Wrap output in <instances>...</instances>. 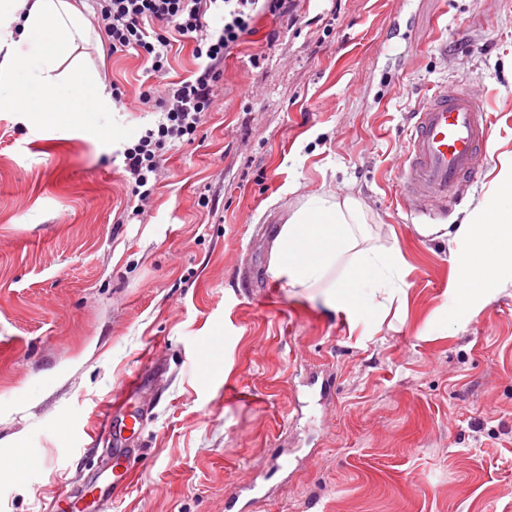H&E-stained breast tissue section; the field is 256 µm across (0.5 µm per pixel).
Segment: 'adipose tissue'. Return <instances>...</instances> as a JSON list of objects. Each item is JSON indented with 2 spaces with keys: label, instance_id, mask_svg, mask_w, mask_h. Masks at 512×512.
I'll use <instances>...</instances> for the list:
<instances>
[{
  "label": "adipose tissue",
  "instance_id": "ef3b65f1",
  "mask_svg": "<svg viewBox=\"0 0 512 512\" xmlns=\"http://www.w3.org/2000/svg\"><path fill=\"white\" fill-rule=\"evenodd\" d=\"M90 32L73 0H0V110L84 129L91 116L111 111V92L76 56ZM489 175L453 237L454 285L466 312L512 284V151L499 154ZM367 221L356 196H307L278 231L270 274L286 288L323 287L330 306L358 323L376 298L401 292L405 266L399 252L360 248Z\"/></svg>",
  "mask_w": 512,
  "mask_h": 512
}]
</instances>
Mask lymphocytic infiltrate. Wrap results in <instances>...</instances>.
<instances>
[{
	"label": "lymphocytic infiltrate",
	"instance_id": "obj_1",
	"mask_svg": "<svg viewBox=\"0 0 512 512\" xmlns=\"http://www.w3.org/2000/svg\"><path fill=\"white\" fill-rule=\"evenodd\" d=\"M98 27L113 52L135 51L152 76L166 74L175 43L190 42L197 68L187 78L142 92L160 119L123 150L126 180L138 210L156 190L167 144L195 135L211 111L224 61L253 31L258 16L292 17L293 0H96Z\"/></svg>",
	"mask_w": 512,
	"mask_h": 512
}]
</instances>
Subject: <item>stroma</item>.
I'll return each mask as SVG.
<instances>
[{
	"label": "stroma",
	"instance_id": "stroma-1",
	"mask_svg": "<svg viewBox=\"0 0 512 512\" xmlns=\"http://www.w3.org/2000/svg\"><path fill=\"white\" fill-rule=\"evenodd\" d=\"M224 63L194 142L140 216L121 151L159 116L135 52L83 63L124 101L82 128L0 112V512H52L112 470L105 405L151 398L144 454L90 512H512V286L457 315L446 241L398 180L402 131L470 80L512 150V0H296ZM276 41H269V34ZM359 196L366 246L400 252L405 298L357 330L318 288L261 287L289 210Z\"/></svg>",
	"mask_w": 512,
	"mask_h": 512
}]
</instances>
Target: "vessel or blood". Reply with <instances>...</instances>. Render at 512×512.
<instances>
[{"label": "vessel or blood", "instance_id": "vessel-or-blood-1", "mask_svg": "<svg viewBox=\"0 0 512 512\" xmlns=\"http://www.w3.org/2000/svg\"><path fill=\"white\" fill-rule=\"evenodd\" d=\"M493 115L482 95L460 79L438 84L412 114L403 162L398 170L404 199L415 215L446 207L450 198L477 179L488 159ZM142 407L121 417L104 409L102 427L112 441V478L102 495L119 500L132 480L128 444L146 427Z\"/></svg>", "mask_w": 512, "mask_h": 512}]
</instances>
